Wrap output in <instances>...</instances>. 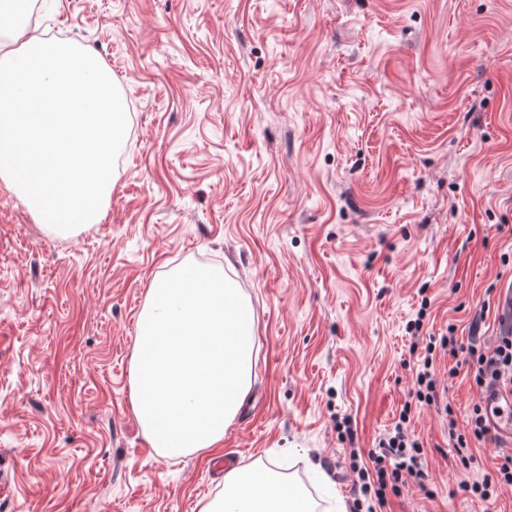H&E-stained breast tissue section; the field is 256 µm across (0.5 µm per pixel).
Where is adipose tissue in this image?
<instances>
[{"mask_svg": "<svg viewBox=\"0 0 512 512\" xmlns=\"http://www.w3.org/2000/svg\"><path fill=\"white\" fill-rule=\"evenodd\" d=\"M200 512H309L303 497L269 467L241 465L224 476V494Z\"/></svg>", "mask_w": 512, "mask_h": 512, "instance_id": "ef3b65f1", "label": "adipose tissue"}]
</instances>
